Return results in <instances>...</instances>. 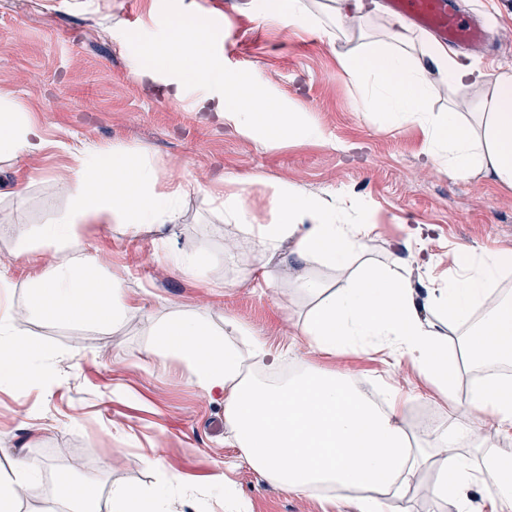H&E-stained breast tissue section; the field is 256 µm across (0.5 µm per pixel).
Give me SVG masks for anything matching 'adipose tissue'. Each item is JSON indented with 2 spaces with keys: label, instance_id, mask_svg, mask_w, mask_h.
<instances>
[{
  "label": "adipose tissue",
  "instance_id": "adipose-tissue-1",
  "mask_svg": "<svg viewBox=\"0 0 512 512\" xmlns=\"http://www.w3.org/2000/svg\"><path fill=\"white\" fill-rule=\"evenodd\" d=\"M256 18L302 28L319 24L303 0H268ZM134 57L137 76L168 73L173 96L200 88L201 111L214 113L229 131L266 144L327 138L318 125L282 105L254 70L226 68L212 52L202 19H183L170 24L162 37L140 39ZM340 63L359 87L362 102L383 114L389 126L410 121L421 127L424 153L433 164L456 176L479 171L512 186V68L488 73L398 20ZM435 75L455 85L488 86L474 105L476 122L452 109L430 112ZM46 147L23 105L0 101V156L16 158ZM73 160L65 211L19 242L20 255L59 257L47 273L32 278L29 311L59 323L116 326L129 312L122 285L85 254L81 229L97 221L133 231L145 224L178 223L184 187L159 190L158 167L126 149L77 148ZM211 203L225 223L254 239L257 260H264L281 239H295V264L288 277L315 302L302 327L313 350L333 355L386 349L409 358L425 379L449 393L458 365L449 359L440 333L425 322L429 313L446 317L460 330L469 365L486 371L465 402H452L459 417L453 431L427 428L414 440L401 424L405 404L397 394H389L381 408L350 378L310 367L279 385L246 380L242 353L213 330L205 315L161 321L155 333L162 350L183 361L208 393L223 397L225 421L244 458L293 492L329 485L362 494L366 512H385L383 495L406 493L433 465L437 476L431 491L448 512H469L463 491L471 485L486 492L493 512H512V472L499 455L475 445L486 425L512 432V379L489 372L492 364L512 359V294L499 288L503 274L512 269V255L467 258L463 274L432 288L422 302L397 268L351 271L353 259L367 248L369 215L357 224L342 223L316 196L289 188L274 191V218L268 224L250 221L239 193H225ZM318 264L346 271L342 287L332 290L320 281L313 272ZM11 298L10 283L1 282L0 369L11 380L25 382L33 356L51 359L55 352L16 332ZM41 468L30 457L24 467L0 478V512H14L19 498L39 497L36 475Z\"/></svg>",
  "mask_w": 512,
  "mask_h": 512
}]
</instances>
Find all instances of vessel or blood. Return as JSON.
I'll return each mask as SVG.
<instances>
[{"label":"vessel or blood","instance_id":"1","mask_svg":"<svg viewBox=\"0 0 512 512\" xmlns=\"http://www.w3.org/2000/svg\"><path fill=\"white\" fill-rule=\"evenodd\" d=\"M386 3L392 13L409 18L448 44L478 48L487 40L483 27L461 16L451 0H386Z\"/></svg>","mask_w":512,"mask_h":512}]
</instances>
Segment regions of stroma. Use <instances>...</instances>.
<instances>
[{
	"label": "stroma",
	"mask_w": 512,
	"mask_h": 512,
	"mask_svg": "<svg viewBox=\"0 0 512 512\" xmlns=\"http://www.w3.org/2000/svg\"><path fill=\"white\" fill-rule=\"evenodd\" d=\"M216 0H0V99L24 103L54 146L38 155L0 159V278L13 286L18 331L58 356L41 361L45 380L17 385L0 380V474L24 456L47 464L37 479L38 500L16 502V512H61L51 495L56 449L82 458L86 472L70 490H89L107 512L112 488L158 492L160 512H363L353 495L294 493L253 468L224 421V402L198 385L177 358L156 352L151 331L163 318L206 313L214 329L246 351L261 343L276 367H313L351 377L363 390L385 384L410 394L404 410L411 436L423 414L436 426L454 427L449 399H465L476 382L461 367L453 396L443 395L413 364L384 352L310 350L301 332L312 307L283 270L295 248L285 240L267 258L271 280L255 268L253 240L212 211L215 188L239 191L254 223H270L273 191L288 186L317 196L346 224L372 215L366 257L397 264L418 298L454 276L463 254L512 252V187L474 174L449 175L427 161L424 136L412 123L387 127L360 106L358 88L343 72L342 54L356 37L327 40L317 30L259 24L263 0H229L221 56L226 66L255 69L290 107L323 128L328 141L275 145L235 134L192 100L175 101L163 81L138 80L130 39L161 36L185 13L213 16ZM490 30L492 47L481 57L487 71L512 67V0H460ZM138 26H131V14ZM482 85L435 80L432 112H469ZM123 146L155 163L160 189L180 183L182 220L157 229L92 224L86 254L120 280L130 312L112 328L63 324L28 315L29 281L55 257L17 252L20 230L49 222L67 203L72 159L64 144ZM23 192L16 203L15 192ZM233 237L238 249L225 254ZM200 253L201 272L176 274L169 256ZM54 429L43 437L44 426ZM172 475L161 486L162 475Z\"/></svg>",
	"instance_id": "obj_1"
}]
</instances>
